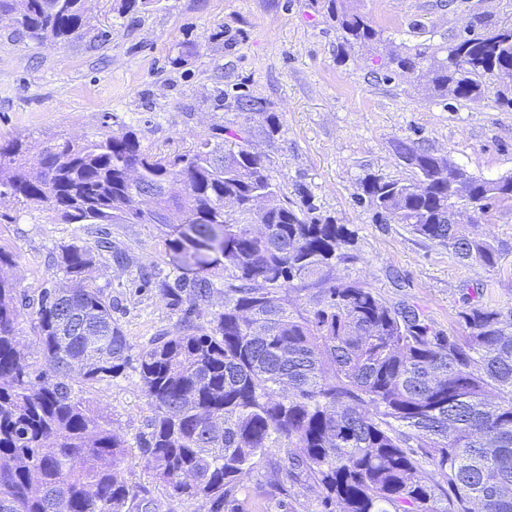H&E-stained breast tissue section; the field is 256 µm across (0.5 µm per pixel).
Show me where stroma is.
<instances>
[{
  "instance_id": "obj_1",
  "label": "stroma",
  "mask_w": 512,
  "mask_h": 512,
  "mask_svg": "<svg viewBox=\"0 0 512 512\" xmlns=\"http://www.w3.org/2000/svg\"><path fill=\"white\" fill-rule=\"evenodd\" d=\"M385 37L406 49L447 45L471 17L512 24V0H356ZM121 0H94L82 34L38 43L0 23V137L17 136L31 153L61 138L82 141L133 130L143 147L182 153L211 127H236V112L219 106L221 90L242 87L279 117L273 136L250 122L258 150L273 163L285 194L311 216L353 232L349 261L336 280L358 281L393 304L417 306L438 327L457 329V315L477 295L512 307V206L464 224L501 254L498 268L463 261L447 247L401 224H384L356 197L362 178L409 180L413 171L393 151L411 140L447 155L468 174H512V111L492 96L468 101L440 97L414 76L387 70L372 47L346 44L327 0H159L141 14L123 15ZM143 264L175 273L164 227L156 224H63L43 207L0 202V249L14 266L4 274L38 296L61 285L49 266L61 246L93 245L100 230ZM112 297L134 350L154 337L175 335L180 312L155 289L137 287L131 272L101 260L95 280ZM134 366L86 396L112 420L129 448L131 481L157 512H203L199 501L171 496L143 468L139 439L149 412ZM263 463L240 497L245 512H318V492L293 488L290 510L257 495L275 479Z\"/></svg>"
}]
</instances>
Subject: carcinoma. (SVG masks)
<instances>
[{"label": "carcinoma", "mask_w": 512, "mask_h": 512, "mask_svg": "<svg viewBox=\"0 0 512 512\" xmlns=\"http://www.w3.org/2000/svg\"><path fill=\"white\" fill-rule=\"evenodd\" d=\"M90 4L0 0V14L58 42L80 34ZM329 9L347 44L386 46L387 68L415 73L454 100L485 96L492 77L495 101L512 109V25L478 18L439 59L387 45L351 0H329ZM457 42L462 64L451 55ZM218 100L245 121L266 113L247 94L221 91ZM277 129L276 114L266 113L262 133ZM226 131L214 127L173 156L143 147L131 131L65 139L35 159L22 139H0L1 199L44 206L64 224L166 225L173 257L197 269L171 279L139 266L140 284L180 308L183 326L135 356L112 298L92 283L103 253L119 268L131 263L108 236L62 247L54 266L68 286L35 300L0 275V512H148L127 477L125 440L83 396L133 360L151 412L143 467L206 512H244L238 493L274 451L280 477L267 494L284 507L292 487L310 485L323 512H512V309L471 302L458 334L414 305L331 280L347 259L349 229L288 199L270 160L249 151L252 127ZM394 151L412 162L415 178L368 175L359 200L462 260L497 268L500 252L451 217L464 205L481 215L512 205V175L474 177L407 140ZM131 165L155 189L150 211L133 206ZM178 178L186 193L165 192ZM261 194L268 207L254 212L249 203ZM216 293L224 303L213 309Z\"/></svg>", "instance_id": "cac0c4a2"}]
</instances>
